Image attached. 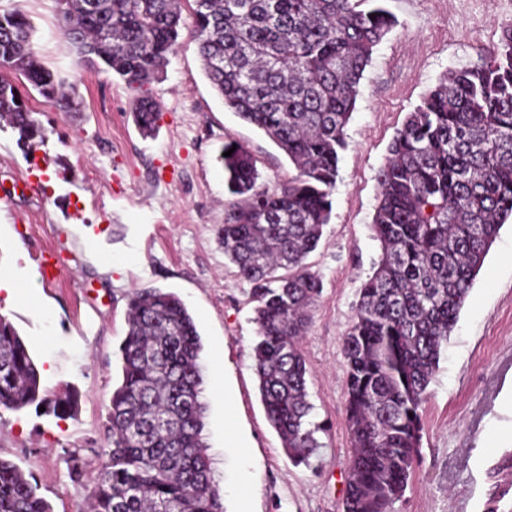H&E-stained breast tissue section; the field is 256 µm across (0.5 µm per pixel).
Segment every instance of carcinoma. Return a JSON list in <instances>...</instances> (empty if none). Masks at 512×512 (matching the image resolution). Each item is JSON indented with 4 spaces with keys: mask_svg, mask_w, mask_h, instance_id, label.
Returning a JSON list of instances; mask_svg holds the SVG:
<instances>
[{
    "mask_svg": "<svg viewBox=\"0 0 512 512\" xmlns=\"http://www.w3.org/2000/svg\"><path fill=\"white\" fill-rule=\"evenodd\" d=\"M204 72L240 119L264 132L296 174L258 183L256 160L224 144L235 200L220 231L224 257L250 285L260 400L282 448L308 463L324 426L310 420L299 346L322 293L305 263L332 210L339 151L375 47L396 25L384 0H191ZM77 65L102 67L138 92L135 122L158 130L148 85L174 52L181 0H56ZM34 25L0 8V67L22 74L46 103L78 105L77 74L41 62ZM0 121L25 152L46 130L0 76ZM372 231L380 254L343 338L351 443L342 512H394L418 464L442 351L498 232L512 218V25L490 59L450 71L407 114L378 171ZM119 346L121 381L109 398L111 447L101 453L91 512H224L203 438L202 344L187 307L161 288L134 291ZM65 404L51 398L29 348L0 314V410ZM0 512H51L25 473L0 459Z\"/></svg>",
    "mask_w": 512,
    "mask_h": 512,
    "instance_id": "1",
    "label": "carcinoma"
}]
</instances>
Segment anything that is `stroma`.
Instances as JSON below:
<instances>
[{
    "instance_id": "1",
    "label": "stroma",
    "mask_w": 512,
    "mask_h": 512,
    "mask_svg": "<svg viewBox=\"0 0 512 512\" xmlns=\"http://www.w3.org/2000/svg\"><path fill=\"white\" fill-rule=\"evenodd\" d=\"M34 23L44 64L70 73L54 0H10ZM397 23L375 48L347 126L329 224L307 263L323 289L302 341L314 421L326 424L309 465L284 453L252 369L256 336L250 286L224 256V170L218 156L237 141L274 187L294 167L262 131L225 107L207 80L190 8L160 81L156 136H142L135 91L87 64L84 106L61 112L19 73L33 119L47 130L38 168H28L11 128L0 129V276L52 268L31 296L0 308L29 346L52 396H70L65 417L0 411V458L32 477L52 512H86L111 439L106 406L120 378L127 296L164 288L186 304L200 333L207 408L204 441L225 512H341L350 465L343 387L344 333L380 253L373 237L378 170L408 112L449 70L490 56L512 0H385ZM422 408L419 465L396 512H484L490 468L512 449V221L501 227L460 312ZM80 458V480L69 476Z\"/></svg>"
}]
</instances>
